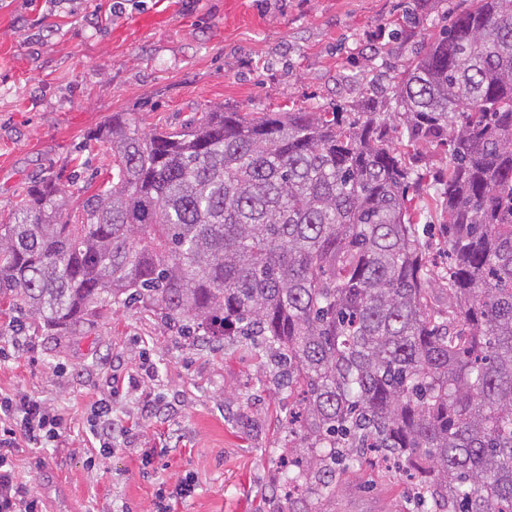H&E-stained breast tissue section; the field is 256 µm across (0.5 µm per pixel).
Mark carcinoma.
<instances>
[{"label": "carcinoma", "instance_id": "carcinoma-1", "mask_svg": "<svg viewBox=\"0 0 512 512\" xmlns=\"http://www.w3.org/2000/svg\"><path fill=\"white\" fill-rule=\"evenodd\" d=\"M390 93L364 121L219 105L144 132L112 113L105 183L45 178L0 224V299L50 330L139 304L261 346L302 396L282 453L304 464L281 478L320 501L370 450L431 512H512V0H474ZM404 141L448 148L440 273Z\"/></svg>", "mask_w": 512, "mask_h": 512}]
</instances>
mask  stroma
Here are the masks:
<instances>
[{
    "label": "stroma",
    "instance_id": "35a3bbf8",
    "mask_svg": "<svg viewBox=\"0 0 512 512\" xmlns=\"http://www.w3.org/2000/svg\"><path fill=\"white\" fill-rule=\"evenodd\" d=\"M465 0H0V218L54 176L76 191L107 179L113 113L139 129L221 104L239 112H388V85ZM421 251L448 263L440 202L412 201ZM249 342L214 345L152 311L115 306L72 332L30 330L0 301V392L67 423L56 446L16 455L45 512H268L288 399ZM112 402L111 455L91 457L99 399ZM307 512H426L397 472L351 467Z\"/></svg>",
    "mask_w": 512,
    "mask_h": 512
}]
</instances>
